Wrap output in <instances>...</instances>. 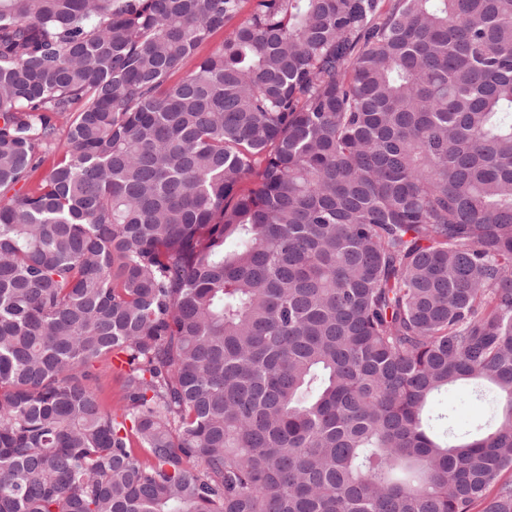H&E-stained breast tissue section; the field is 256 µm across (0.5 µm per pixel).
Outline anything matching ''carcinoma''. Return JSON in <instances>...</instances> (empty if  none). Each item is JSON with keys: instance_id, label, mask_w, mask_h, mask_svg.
<instances>
[{"instance_id": "obj_1", "label": "carcinoma", "mask_w": 512, "mask_h": 512, "mask_svg": "<svg viewBox=\"0 0 512 512\" xmlns=\"http://www.w3.org/2000/svg\"><path fill=\"white\" fill-rule=\"evenodd\" d=\"M242 2L0 0V512H512V0ZM494 408L495 401L492 395L478 400L472 393V386L457 385L435 396L431 415L439 410L449 412L460 427L469 428L485 420Z\"/></svg>"}]
</instances>
